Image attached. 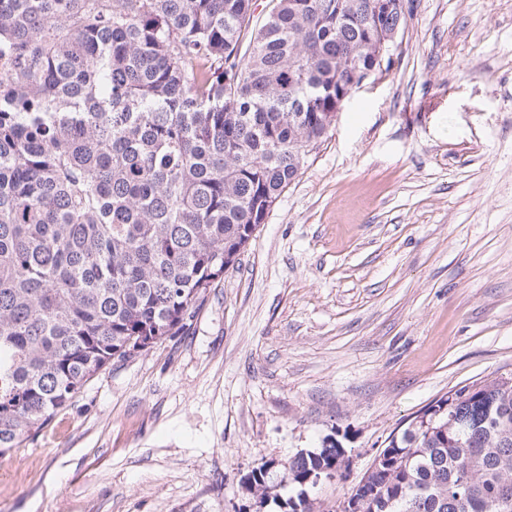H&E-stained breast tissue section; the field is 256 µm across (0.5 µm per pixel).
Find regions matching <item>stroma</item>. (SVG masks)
<instances>
[{
	"mask_svg": "<svg viewBox=\"0 0 512 512\" xmlns=\"http://www.w3.org/2000/svg\"><path fill=\"white\" fill-rule=\"evenodd\" d=\"M512 375V0H411L179 335L112 361L0 456V512H238L335 437L336 512L388 437Z\"/></svg>",
	"mask_w": 512,
	"mask_h": 512,
	"instance_id": "35a3bbf8",
	"label": "stroma"
}]
</instances>
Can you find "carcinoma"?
<instances>
[{
    "instance_id": "obj_1",
    "label": "carcinoma",
    "mask_w": 512,
    "mask_h": 512,
    "mask_svg": "<svg viewBox=\"0 0 512 512\" xmlns=\"http://www.w3.org/2000/svg\"><path fill=\"white\" fill-rule=\"evenodd\" d=\"M378 0H0V454L133 342L179 334L407 13ZM247 47H242L244 37ZM322 87L317 111L290 96ZM341 512H512V381L390 436ZM334 448L252 471L297 488Z\"/></svg>"
}]
</instances>
